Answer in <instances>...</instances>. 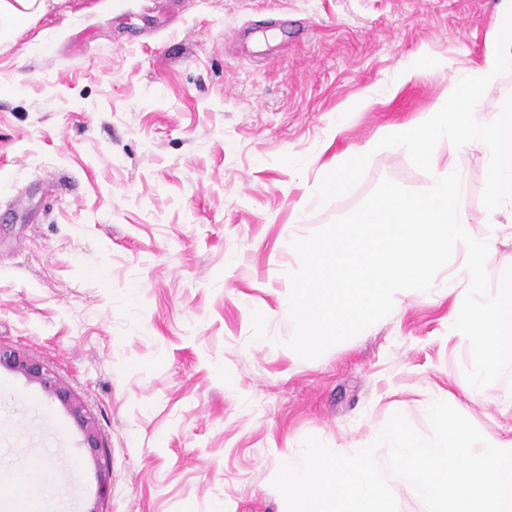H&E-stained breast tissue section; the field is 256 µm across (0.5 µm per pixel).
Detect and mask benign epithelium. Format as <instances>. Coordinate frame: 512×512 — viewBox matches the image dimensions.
Instances as JSON below:
<instances>
[{"mask_svg": "<svg viewBox=\"0 0 512 512\" xmlns=\"http://www.w3.org/2000/svg\"><path fill=\"white\" fill-rule=\"evenodd\" d=\"M18 373L37 383L65 408L83 434L85 448L94 462L104 453L100 429L95 417L78 397L54 372L21 348L0 345V369Z\"/></svg>", "mask_w": 512, "mask_h": 512, "instance_id": "7a95c632", "label": "benign epithelium"}]
</instances>
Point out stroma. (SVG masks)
<instances>
[{"instance_id": "1", "label": "stroma", "mask_w": 512, "mask_h": 512, "mask_svg": "<svg viewBox=\"0 0 512 512\" xmlns=\"http://www.w3.org/2000/svg\"><path fill=\"white\" fill-rule=\"evenodd\" d=\"M499 3L58 0L0 45V343L84 401L112 473L100 495L66 410L1 369L0 454L39 459L47 512H284L272 481L307 436L348 454L399 411L427 437L451 395L478 429L512 424V372L466 396L451 299L410 296L316 359L286 345L290 233L428 181L383 149L323 205L318 171L441 108ZM438 155L485 236L484 153Z\"/></svg>"}]
</instances>
